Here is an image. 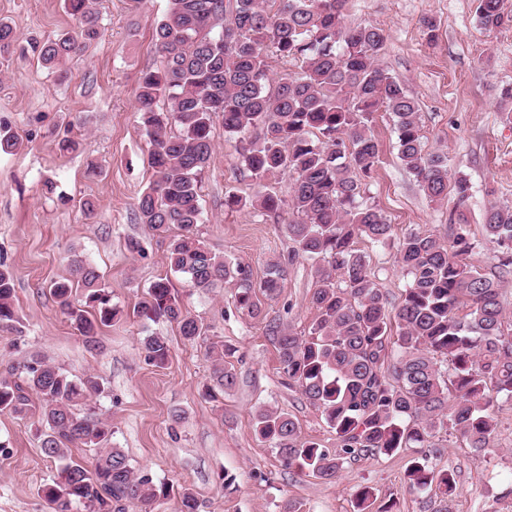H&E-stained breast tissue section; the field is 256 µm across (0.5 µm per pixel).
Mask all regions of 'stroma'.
Masks as SVG:
<instances>
[{
  "label": "stroma",
  "mask_w": 512,
  "mask_h": 512,
  "mask_svg": "<svg viewBox=\"0 0 512 512\" xmlns=\"http://www.w3.org/2000/svg\"><path fill=\"white\" fill-rule=\"evenodd\" d=\"M96 8L98 37L60 70L42 67L33 55L0 56V122L22 140L17 152L0 154V262L14 273V307L23 330L19 337L0 332V378L19 377V364L32 356L75 379L95 375L101 391L92 403L112 426L111 447L174 489L151 512H179L177 492L184 488L195 493L201 512H283L291 501L300 512H354L356 495L366 486L374 491L367 512H431L424 494L406 481L413 451L361 453L329 483L285 468L269 443L256 437V412L278 408L305 438L338 445L321 410L288 386L266 334L270 318L298 333L308 330L316 315L309 303L313 264L292 257L283 221L252 206L225 207V192L249 197L257 186L239 162L236 140L218 121L202 175L199 233L253 280L278 260L288 267L287 279L277 296L262 298V320L237 307L231 288L205 295L169 271L166 240L135 219L137 200L153 179L137 112L138 78L142 69L161 63L153 33L169 2L96 0ZM426 17L440 23L432 42L422 27ZM0 19L23 45L75 25L61 0H0ZM345 21L385 31L381 63L417 100L426 150L447 153L450 171L467 174L472 183L470 231L481 242L470 261L480 272L494 273L499 248L482 239V217L490 205L512 203V112L500 100L502 87L512 85V28L482 30L475 0H348ZM373 133L379 163L366 195L387 217L392 237L383 245L363 240L359 246L393 310L409 282L394 261L398 238L412 229L447 237L456 200L425 197L398 158L391 114L376 113ZM65 137L78 141L76 151H58ZM91 162L97 175L87 173ZM87 198L95 203L90 217L82 206ZM130 237L140 240V255L126 250ZM76 255L97 267L118 310L92 349L50 293L54 282L69 278ZM161 277L170 279L185 314L210 325L209 335L189 342L175 324L142 314L141 301ZM148 336L167 339L164 367L146 360ZM216 343L223 344L224 363L237 383L210 401L202 391L212 381L210 349ZM39 418L35 407L23 415L0 412V512H49L40 489L56 464L41 450ZM495 418L488 451L474 452L451 432L434 461L436 469L457 474L449 512H512V403L500 404Z\"/></svg>",
  "instance_id": "35a3bbf8"
}]
</instances>
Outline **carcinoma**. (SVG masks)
I'll use <instances>...</instances> for the list:
<instances>
[{"instance_id":"obj_1","label":"carcinoma","mask_w":512,"mask_h":512,"mask_svg":"<svg viewBox=\"0 0 512 512\" xmlns=\"http://www.w3.org/2000/svg\"><path fill=\"white\" fill-rule=\"evenodd\" d=\"M347 3L170 0L155 33L162 63L138 78L153 181L139 197L136 219L158 236L178 229L167 236V263L193 288L209 294L231 284L237 307L263 315L256 291L277 295L286 267L270 263L255 284L249 270L212 251L197 232L214 118H223L224 133L237 138L239 159L260 187L250 200L227 193L224 206L252 203L276 218L288 212L285 233L294 254L315 262L310 303L317 316L308 332L298 335L274 319L266 328L288 385L322 409L339 449L302 438L293 418L278 409L257 412L255 434L284 465L326 482L358 452L389 456L416 448L409 486L449 499L457 490L455 472L435 470L433 459L444 448L426 442L452 430L481 453L495 431V407L512 402V322L502 287L512 258L502 259L493 275L468 262L478 246L462 209L470 180L449 173L447 156L425 151L417 101L380 65L386 35L372 25H345ZM64 7L81 31L33 45L48 69L79 56L98 36L94 0H64ZM476 15L488 32L512 25L505 0H477ZM15 40L13 27L0 19V55L13 52ZM271 54L297 70L272 81ZM380 110L392 114L399 159L425 196L441 201L451 190L461 206L448 240L415 229L399 239L395 260L410 283L393 315L357 247L363 239L383 244L391 237L381 209L365 199V181L379 162L372 124ZM20 146L0 124V153ZM280 172L292 176L286 198L262 184ZM482 228L487 240L512 250V204L488 208ZM51 294L91 346L115 316L99 271L82 259L72 261V279L54 283ZM13 295V273L0 263V331L20 334ZM141 307L176 323L187 341L208 332L183 313L166 278L150 285ZM143 348L154 364L167 363L164 337H146ZM22 374L0 379V412L22 414L37 399L42 450L57 462V474L41 488L51 512H128L131 505L148 512L170 494L169 486L135 471L122 449L105 447L112 425L90 404L100 390L94 376L76 381L42 358L24 361ZM214 381L208 395L215 400L236 384V374L219 363ZM73 447L90 460L73 459Z\"/></svg>"}]
</instances>
